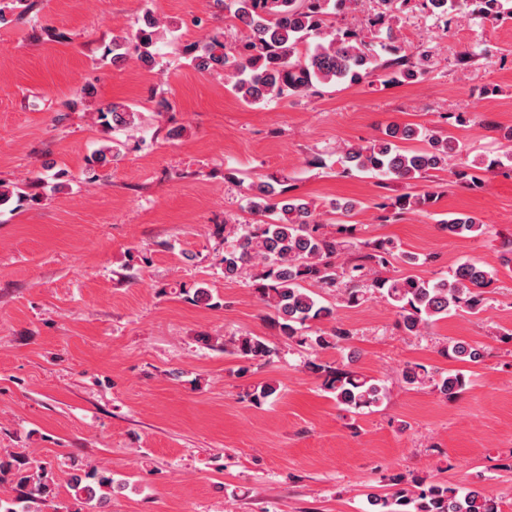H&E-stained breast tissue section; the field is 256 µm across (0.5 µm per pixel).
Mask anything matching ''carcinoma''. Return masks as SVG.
Returning <instances> with one entry per match:
<instances>
[{
    "instance_id": "obj_1",
    "label": "carcinoma",
    "mask_w": 512,
    "mask_h": 512,
    "mask_svg": "<svg viewBox=\"0 0 512 512\" xmlns=\"http://www.w3.org/2000/svg\"><path fill=\"white\" fill-rule=\"evenodd\" d=\"M224 11V20L239 23L243 36L235 43L224 41L216 32L188 48L194 68L200 72H224L233 90L248 104L268 103L293 96L320 93L324 86L372 83L379 69L388 83L417 82L430 73L431 54L419 44L406 52L393 30L382 45L390 59L379 64L374 46L364 40L356 27L337 28L331 19L352 9L355 0H215ZM423 5L449 29L461 10L484 22L495 24L512 18V0H423ZM150 26L138 27L131 38L114 37L101 60L117 64L127 59L129 48L138 51V60L146 67L156 64L153 51L158 19L147 10ZM137 113L124 104H111L99 111L107 126L125 127ZM420 131L397 123L388 125L382 135L364 144L343 150L346 170H356L377 179L379 186H411L431 170L448 166V158H457L451 175L472 188L485 185L486 173L493 169L512 172V151L489 162H469L462 158L459 142L448 136L424 135L428 146L406 150L404 141L421 137ZM67 173L58 170L42 173L25 186L0 190V208L38 202L46 190L55 191L58 180ZM438 195L430 186L421 193L404 192L395 196L392 206L397 214L421 211ZM247 206L258 217L254 224H226L224 232V278L247 277L259 301L270 310L269 320L278 336L298 346L318 352L340 350L351 333L336 318V306H357L379 294L396 309L397 327L406 336H418L436 320L457 310L478 314L485 311V289L492 274L476 262L458 264L450 274L435 281L414 276H389L388 268L400 261L415 262L409 254L395 252L389 240L375 242L356 239L357 225L353 204L336 205V230L319 218L311 202L288 194L283 181L270 177L248 186ZM450 235L480 234L483 225L465 215L440 220ZM318 288L336 294V303H324ZM185 299L193 303L213 304L206 288H184ZM322 328L309 332L311 324ZM197 341L237 355L247 362L268 361L276 349L262 336L245 334L223 339L199 336ZM444 355L456 361L477 365L484 359L481 348L467 342H455ZM305 367L321 381V387L333 396L342 410L359 413L375 407L388 397L379 381L353 370L350 364L330 366L310 360ZM409 387L433 384L446 398H452L466 384L460 372L435 379L418 363H407L400 372ZM277 393V387L265 383L245 393L260 406ZM69 487L72 502L59 504L58 486L52 465L39 463L24 453L10 452L0 457V512H104L112 493L124 488L105 467L70 458ZM393 490L386 495L368 497L370 512H502L500 501L478 488H463L432 481L426 477L391 478Z\"/></svg>"
}]
</instances>
